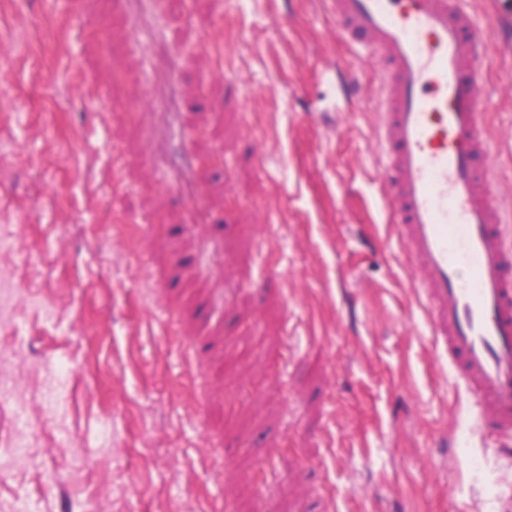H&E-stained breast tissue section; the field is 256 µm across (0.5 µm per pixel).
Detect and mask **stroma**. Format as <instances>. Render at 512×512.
<instances>
[{"label": "stroma", "mask_w": 512, "mask_h": 512, "mask_svg": "<svg viewBox=\"0 0 512 512\" xmlns=\"http://www.w3.org/2000/svg\"><path fill=\"white\" fill-rule=\"evenodd\" d=\"M2 51L0 512H506L330 0H0ZM482 66L512 221V55Z\"/></svg>", "instance_id": "1"}]
</instances>
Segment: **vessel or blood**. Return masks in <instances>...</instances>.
Listing matches in <instances>:
<instances>
[{
	"label": "vessel or blood",
	"mask_w": 512,
	"mask_h": 512,
	"mask_svg": "<svg viewBox=\"0 0 512 512\" xmlns=\"http://www.w3.org/2000/svg\"><path fill=\"white\" fill-rule=\"evenodd\" d=\"M342 34L388 69L386 206L418 275L432 346L491 433L512 434V226L495 203L476 106L485 34L461 0H333Z\"/></svg>",
	"instance_id": "obj_1"
}]
</instances>
